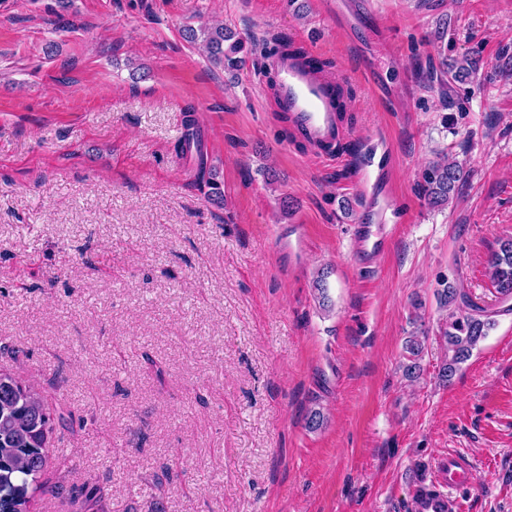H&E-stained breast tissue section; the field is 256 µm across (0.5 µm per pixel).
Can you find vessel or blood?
Masks as SVG:
<instances>
[{
  "mask_svg": "<svg viewBox=\"0 0 512 512\" xmlns=\"http://www.w3.org/2000/svg\"><path fill=\"white\" fill-rule=\"evenodd\" d=\"M313 51L271 59L268 68L275 77L278 111L287 113L297 143L309 148L321 162L340 160V119L337 90L342 77L318 72ZM354 236L364 264H373L386 250L390 236L385 225H355ZM443 488L422 492L415 512H460L458 494L472 485L473 466L468 458L452 453L441 463Z\"/></svg>",
  "mask_w": 512,
  "mask_h": 512,
  "instance_id": "1",
  "label": "vessel or blood"
}]
</instances>
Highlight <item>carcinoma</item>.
<instances>
[{
	"instance_id": "1",
	"label": "carcinoma",
	"mask_w": 512,
	"mask_h": 512,
	"mask_svg": "<svg viewBox=\"0 0 512 512\" xmlns=\"http://www.w3.org/2000/svg\"><path fill=\"white\" fill-rule=\"evenodd\" d=\"M189 42L198 44L207 57L228 72L239 71L246 63V55L260 52L272 58L284 52H302V48L285 36H275L262 44L261 49L247 48L235 38L228 28L201 26L186 31ZM185 134L177 143V150L184 153L190 150L196 136L195 107L185 108ZM198 179L209 188L208 196L214 201L224 199L221 184L215 175L199 164ZM466 180V173L456 162L434 161L423 173L419 193L434 206L448 203L458 183ZM492 280L497 292L503 296L512 294V241L501 244L500 251L490 259ZM440 304L448 308V327L443 336L448 343V361L440 368L439 377L449 382L456 372L457 365L467 360L480 339L487 335L493 325L487 308L473 303L469 295L449 284L438 292ZM406 352L410 364L405 366L406 374L413 375L420 368L423 347L413 336L406 341ZM59 428V417L52 411L48 397L35 386H24L16 381L11 373L0 370V472H7L18 484L24 486L23 494L9 502L0 503V512H31L37 494L59 492L42 481V477L54 461L62 457L52 454V440Z\"/></svg>"
}]
</instances>
